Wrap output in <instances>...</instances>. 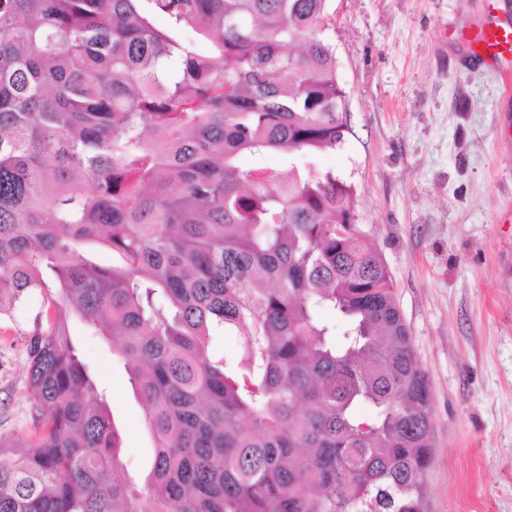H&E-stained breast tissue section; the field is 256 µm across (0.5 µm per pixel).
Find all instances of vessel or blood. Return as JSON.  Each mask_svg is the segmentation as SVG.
<instances>
[{
  "mask_svg": "<svg viewBox=\"0 0 512 512\" xmlns=\"http://www.w3.org/2000/svg\"><path fill=\"white\" fill-rule=\"evenodd\" d=\"M469 50L501 73L505 90H512V23L488 15L485 23L459 36Z\"/></svg>",
  "mask_w": 512,
  "mask_h": 512,
  "instance_id": "1",
  "label": "vessel or blood"
}]
</instances>
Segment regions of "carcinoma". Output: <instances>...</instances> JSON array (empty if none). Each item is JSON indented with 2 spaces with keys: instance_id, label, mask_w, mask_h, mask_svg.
<instances>
[{
  "instance_id": "obj_1",
  "label": "carcinoma",
  "mask_w": 512,
  "mask_h": 512,
  "mask_svg": "<svg viewBox=\"0 0 512 512\" xmlns=\"http://www.w3.org/2000/svg\"><path fill=\"white\" fill-rule=\"evenodd\" d=\"M139 2L0 0V310L54 298L0 512H425L428 378L352 185L298 163L348 129L332 0ZM73 316L144 402L141 484Z\"/></svg>"
}]
</instances>
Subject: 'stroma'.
Returning a JSON list of instances; mask_svg holds the SVG:
<instances>
[{"mask_svg": "<svg viewBox=\"0 0 512 512\" xmlns=\"http://www.w3.org/2000/svg\"><path fill=\"white\" fill-rule=\"evenodd\" d=\"M512 0H334L327 35L347 94L344 143L313 164L356 189L357 229L390 272L432 393L427 512H512V97L455 38ZM35 293L0 314V437L34 432L27 346ZM71 336L123 436L121 467L154 448L122 360L84 322Z\"/></svg>", "mask_w": 512, "mask_h": 512, "instance_id": "1", "label": "stroma"}]
</instances>
